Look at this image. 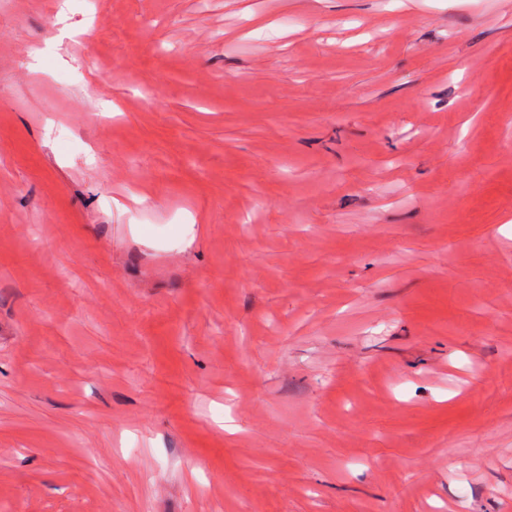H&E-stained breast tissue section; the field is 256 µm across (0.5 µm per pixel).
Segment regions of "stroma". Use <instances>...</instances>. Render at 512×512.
I'll return each mask as SVG.
<instances>
[{
    "mask_svg": "<svg viewBox=\"0 0 512 512\" xmlns=\"http://www.w3.org/2000/svg\"><path fill=\"white\" fill-rule=\"evenodd\" d=\"M0 512H512V0H0Z\"/></svg>",
    "mask_w": 512,
    "mask_h": 512,
    "instance_id": "obj_1",
    "label": "stroma"
}]
</instances>
